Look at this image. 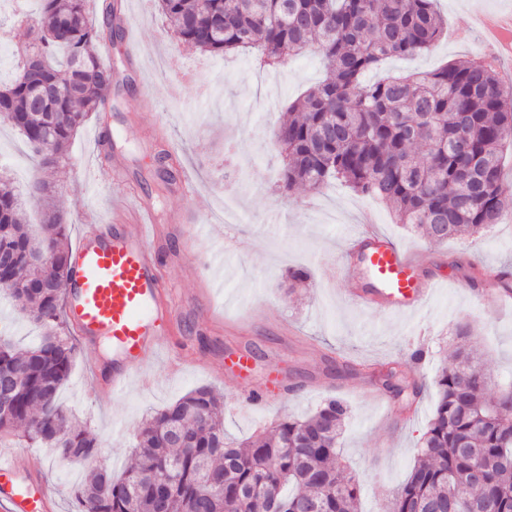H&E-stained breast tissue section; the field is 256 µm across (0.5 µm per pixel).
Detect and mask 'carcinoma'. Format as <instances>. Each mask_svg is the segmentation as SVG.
<instances>
[{
    "mask_svg": "<svg viewBox=\"0 0 512 512\" xmlns=\"http://www.w3.org/2000/svg\"><path fill=\"white\" fill-rule=\"evenodd\" d=\"M40 2V18L16 20L27 26L29 43L15 79L0 84V122L51 170L68 164L89 116L112 111L114 70L94 45H114L124 22L112 0H102L98 17L88 0ZM155 2L178 40L203 53L253 48L263 69L311 49L321 56L325 79L287 106L275 134L283 191L340 183L435 242L477 235L512 214L500 167L502 149L512 145V90L491 64L467 59L367 79L385 59L437 47L447 31L437 0ZM30 198L42 208L41 224L21 222L24 200L0 172V248L15 257L0 271V288L43 330L32 348L0 337V441L55 448L84 464L89 472L73 493V512H159L153 485L164 476L172 478L165 512H297L307 501L317 512H357L360 478L336 467L348 417L337 399L236 443L224 434L221 396L199 387L145 419L121 475L95 468L98 442L58 404L76 356L61 317L68 224L45 182L32 183ZM32 252L44 261L29 262ZM454 336L453 363L434 379L418 460L385 512H429L450 500L455 512H512V383L486 396L493 375L475 364L469 325L457 324ZM375 380L397 398L408 389L417 398L423 389L396 367ZM477 478L486 489L474 507L467 487ZM210 481L224 492L207 496Z\"/></svg>",
    "mask_w": 512,
    "mask_h": 512,
    "instance_id": "cac0c4a2",
    "label": "carcinoma"
}]
</instances>
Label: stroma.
Wrapping results in <instances>:
<instances>
[{"label":"stroma","mask_w":512,"mask_h":512,"mask_svg":"<svg viewBox=\"0 0 512 512\" xmlns=\"http://www.w3.org/2000/svg\"><path fill=\"white\" fill-rule=\"evenodd\" d=\"M122 17L139 41V58L117 76L113 109L106 122L120 134L117 150L130 184L112 181L111 168L93 154V136L103 121L90 119L71 142L72 164L53 179L51 193L77 244L82 219L112 218L113 197L139 194L153 203L161 227V272L183 304L171 329L169 347L147 351L146 366L127 389L113 395L90 372L108 368L112 356L104 343L78 346L69 381L60 393L62 408L74 414L97 438L98 466L121 473L130 461L134 433L151 412L185 393L210 386L224 396V431L243 441L284 418H302L330 397L351 410L339 447L346 470L362 480L358 512H383L389 491L406 478L430 415L433 378L452 362V331L469 323L472 344L496 384L512 381V308L496 300L512 291V218L484 235L431 241L395 223L383 204L336 185L320 192L279 187L280 156L271 150L282 111L301 93L324 79L320 56L309 51L289 59L280 70H260L251 52L214 57L182 44L168 28L154 0H118ZM448 33L430 52L391 59L374 78L430 72L480 53L466 36L474 14L511 8L512 0H439ZM163 146L173 168L194 185L183 194L149 173V156ZM16 159L9 176L26 192L42 172L17 131L0 124V156ZM191 210L202 224L188 228L175 220ZM389 237L440 285L422 313L388 316L353 301L367 287L366 272L348 267L333 279V265L362 230L361 218ZM207 258L214 273L206 283L197 262ZM303 268L305 287H288V275ZM248 348L253 371L248 384L224 377L226 353ZM191 362L172 369L178 353ZM396 360L408 364L425 389L415 409L380 414L383 388L364 368ZM349 362L337 371L340 362ZM287 378L284 390L271 389L269 372ZM266 395L264 405L244 409L249 393ZM8 454L42 474L57 501L55 512H70V492L82 480V465L61 462L51 450L14 441Z\"/></svg>","instance_id":"35a3bbf8"}]
</instances>
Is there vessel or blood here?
Wrapping results in <instances>:
<instances>
[{"mask_svg":"<svg viewBox=\"0 0 512 512\" xmlns=\"http://www.w3.org/2000/svg\"><path fill=\"white\" fill-rule=\"evenodd\" d=\"M476 30L483 41L498 46L512 60V12L479 15ZM160 227L152 204L139 198L138 209L112 207V221H87L74 249L66 290V314L83 342L105 336L112 341V371L102 382L109 391L124 390L145 364L148 348L161 344L178 318L156 257ZM347 264L361 265L373 285L353 293L357 303L377 306L393 315L422 308L431 282L417 274L414 263L388 237L367 230L357 235ZM253 357L240 349L224 363L232 378L247 376ZM35 473L19 459L0 458V512H52L50 488H36Z\"/></svg>","mask_w":512,"mask_h":512,"instance_id":"1","label":"vessel or blood"}]
</instances>
